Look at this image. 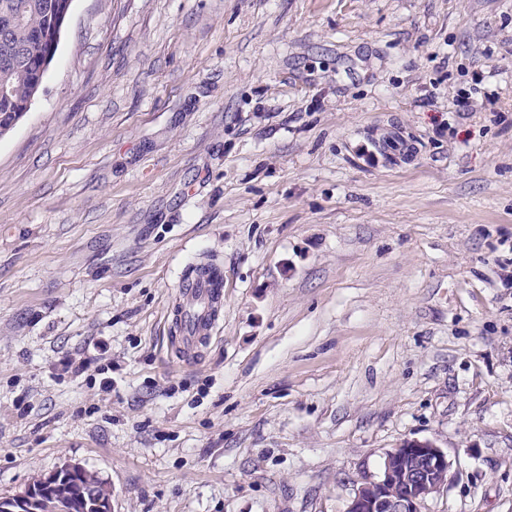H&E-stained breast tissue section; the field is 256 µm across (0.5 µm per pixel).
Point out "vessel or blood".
<instances>
[{
    "label": "vessel or blood",
    "mask_w": 512,
    "mask_h": 512,
    "mask_svg": "<svg viewBox=\"0 0 512 512\" xmlns=\"http://www.w3.org/2000/svg\"><path fill=\"white\" fill-rule=\"evenodd\" d=\"M224 299V270L209 266L189 272L182 280L170 310L174 327L170 349L184 361L205 347L217 325Z\"/></svg>",
    "instance_id": "obj_1"
}]
</instances>
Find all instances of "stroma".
Masks as SVG:
<instances>
[{"mask_svg": "<svg viewBox=\"0 0 512 512\" xmlns=\"http://www.w3.org/2000/svg\"><path fill=\"white\" fill-rule=\"evenodd\" d=\"M511 273L512 0H73L0 137V498L76 463L112 512H344L418 439L422 512H512ZM99 340L107 396L59 372ZM223 299L224 268L208 266L185 276L169 313L174 334L170 336V349L174 359L185 361L207 345Z\"/></svg>", "mask_w": 512, "mask_h": 512, "instance_id": "1", "label": "stroma"}]
</instances>
